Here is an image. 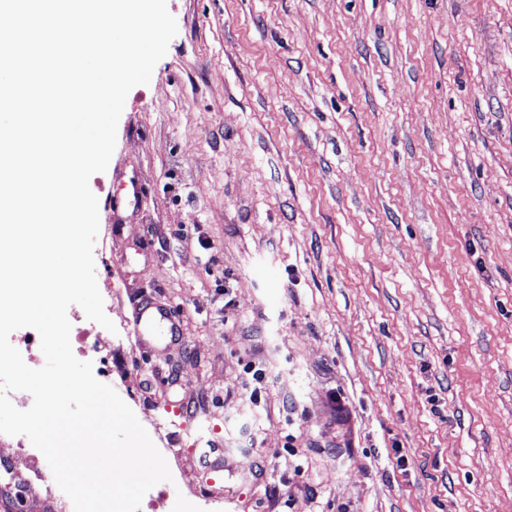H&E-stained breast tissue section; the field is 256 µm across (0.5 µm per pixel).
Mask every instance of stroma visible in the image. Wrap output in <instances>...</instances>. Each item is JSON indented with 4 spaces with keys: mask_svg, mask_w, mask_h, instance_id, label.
I'll return each mask as SVG.
<instances>
[{
    "mask_svg": "<svg viewBox=\"0 0 512 512\" xmlns=\"http://www.w3.org/2000/svg\"><path fill=\"white\" fill-rule=\"evenodd\" d=\"M167 8L71 342L167 462L140 512H512V0ZM131 327V333L140 346L151 343L161 336L176 334V325L171 312L157 306L151 298H144L135 306Z\"/></svg>",
    "mask_w": 512,
    "mask_h": 512,
    "instance_id": "obj_1",
    "label": "stroma"
}]
</instances>
